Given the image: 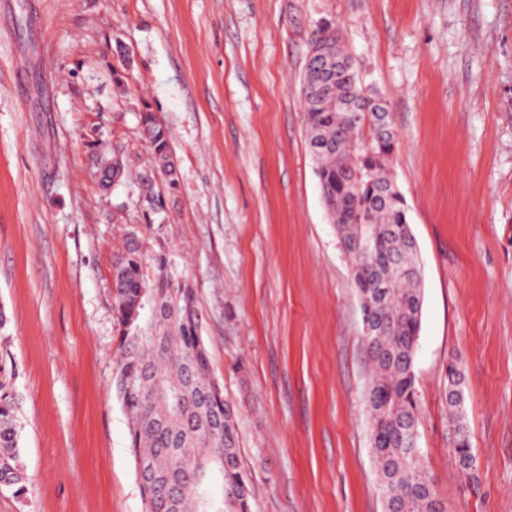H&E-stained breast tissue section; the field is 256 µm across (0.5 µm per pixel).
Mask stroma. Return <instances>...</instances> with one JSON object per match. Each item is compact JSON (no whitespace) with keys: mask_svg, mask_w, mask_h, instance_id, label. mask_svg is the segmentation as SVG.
Returning <instances> with one entry per match:
<instances>
[{"mask_svg":"<svg viewBox=\"0 0 512 512\" xmlns=\"http://www.w3.org/2000/svg\"><path fill=\"white\" fill-rule=\"evenodd\" d=\"M328 24L397 134L423 461L447 512H512V0H0V360L33 480L0 512H143L113 389L112 265L133 234L195 292L251 512H383L360 301L299 93ZM145 111L178 171L149 218L89 162L99 138L151 168ZM453 361L474 485L452 457Z\"/></svg>","mask_w":512,"mask_h":512,"instance_id":"stroma-1","label":"stroma"}]
</instances>
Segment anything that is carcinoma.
<instances>
[{
    "label": "carcinoma",
    "mask_w": 512,
    "mask_h": 512,
    "mask_svg": "<svg viewBox=\"0 0 512 512\" xmlns=\"http://www.w3.org/2000/svg\"><path fill=\"white\" fill-rule=\"evenodd\" d=\"M310 51L326 56L331 79L323 91L313 92L310 74L304 73L300 94L308 147L322 202L351 261L354 287L374 308L372 327L362 329V340L373 365L371 444L384 512H445L417 442L414 361L422 275L406 201L390 172L396 135L385 101L362 87L335 28L320 29ZM141 127L168 188H174L166 129L149 111L142 113ZM112 282L115 394L127 415L134 463L144 462L170 479L165 491L139 482L144 512H250L234 410L211 378L192 286L173 274L166 251L151 253L136 236L126 239L117 256ZM146 298L158 307L149 329L140 316ZM445 378L450 443L458 468L473 482L478 461L463 422L458 365L449 364ZM7 387L8 368L0 361V475L10 477L8 489L21 497L32 483L18 465V423ZM212 479L222 496L206 500L198 487Z\"/></svg>",
    "instance_id": "1"
}]
</instances>
